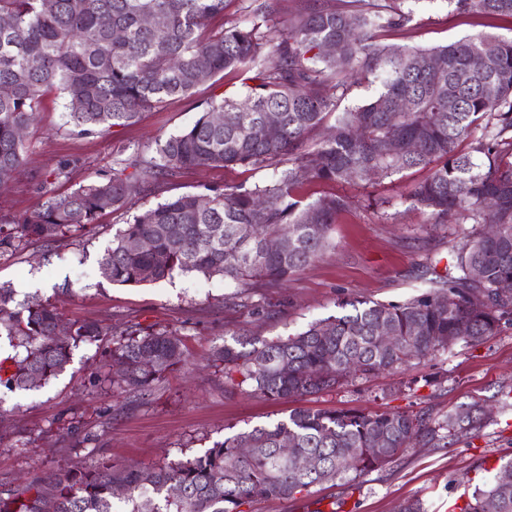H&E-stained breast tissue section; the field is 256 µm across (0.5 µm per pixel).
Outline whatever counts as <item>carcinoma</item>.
<instances>
[{
	"label": "carcinoma",
	"instance_id": "cac0c4a2",
	"mask_svg": "<svg viewBox=\"0 0 512 512\" xmlns=\"http://www.w3.org/2000/svg\"><path fill=\"white\" fill-rule=\"evenodd\" d=\"M225 0H0V188L23 171L25 131L49 89L65 97L67 123L85 134L131 123L139 112L184 97L226 71L251 73L241 99L201 104L193 125L156 142L155 154L112 175L51 197L45 207L0 226V249L16 236L53 240L72 227L95 223L106 210H131L146 192H160L189 168L280 169L263 185L240 184L210 193H182L132 214L102 257L115 284L144 285L176 270L224 279L240 299L258 281L271 285L313 263L327 232L349 199L336 194L305 199V183L369 182L421 168L409 200L436 222L463 226L464 243L431 289L402 303L351 302L353 312L310 323L286 339L256 345L240 339L214 352L224 374L272 399L334 388L349 377H370L448 346L460 326L466 343L494 335L512 319V298L496 288L512 281V39L479 33L434 48H390L389 31L413 22L404 0H341L339 8L308 6L269 36L280 0H251L247 27L205 33ZM461 14L512 18V0H448ZM154 14L152 27L142 17ZM119 29L123 36L113 37ZM338 46L330 55L323 47ZM372 76L378 93L337 111V93L353 75ZM408 109H398V100ZM280 115L274 137L262 133L266 113ZM217 112L230 122L217 125ZM335 115L334 133L311 134ZM281 235L288 247L265 248ZM0 286V334L25 349L0 358V388L28 391L69 365L84 342L112 337L105 355L112 384L150 394L183 358L181 338L150 327L121 329L79 322L59 334L55 308L32 302L9 307ZM390 328L396 343L378 344ZM477 403L446 415L432 410L369 413L356 409L299 410L271 427L224 437L203 455L161 467L114 470L101 463L59 470L0 497V512H112L123 489L129 512H241L254 498L280 499L350 472L391 462L422 441L439 447L479 426ZM314 460L300 470L281 443ZM383 443L381 456L370 455ZM461 512H512V485L475 488Z\"/></svg>",
	"mask_w": 512,
	"mask_h": 512
}]
</instances>
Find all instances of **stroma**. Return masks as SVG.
<instances>
[{
	"label": "stroma",
	"instance_id": "1",
	"mask_svg": "<svg viewBox=\"0 0 512 512\" xmlns=\"http://www.w3.org/2000/svg\"><path fill=\"white\" fill-rule=\"evenodd\" d=\"M414 20L385 44L431 48L478 33L512 38V19L458 15L448 0H408ZM243 76L223 74L189 96L142 113L130 126L84 134L68 126L65 100L55 90L42 98L29 129L25 172L0 191V225L10 229L47 198L108 177L118 163L152 156L157 140L192 125L201 103L244 94ZM68 178L49 179L59 164ZM271 167H198L185 171L172 193L202 192L239 183H266ZM427 175L414 169L362 186L306 183L305 197L336 193L351 206L328 230L329 245L288 285L250 293V306L229 300L223 280L174 272L146 285H118L99 262L112 236L129 218L109 211L97 223L71 229L54 241L21 240L0 249V285L13 290V307L52 303L63 323L97 321L121 327L168 329L182 338L184 364L138 398L105 381L111 340L80 344L56 379L0 399V494L40 481L60 468L162 466L202 455L224 436L269 426L298 409L455 412L487 403L484 423L452 446H416L380 469L348 474L310 494L250 500L242 512H398L420 500L426 512H448L474 488L494 483L512 460V322L476 344L456 341L434 355L377 376L348 380L331 390L285 399L245 393L214 366L212 354L231 336L284 339L310 323L342 315L346 302L401 303L428 291L433 268H445L462 242L458 226L428 223L407 198ZM260 313H253L252 304Z\"/></svg>",
	"mask_w": 512,
	"mask_h": 512
}]
</instances>
